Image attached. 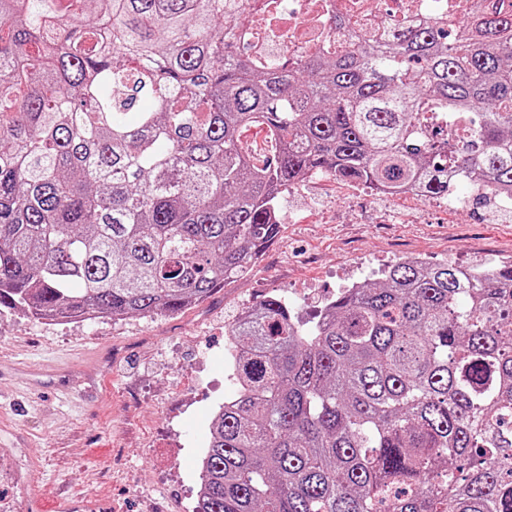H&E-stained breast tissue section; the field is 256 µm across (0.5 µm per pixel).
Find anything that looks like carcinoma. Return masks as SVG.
I'll use <instances>...</instances> for the list:
<instances>
[{
	"instance_id": "obj_1",
	"label": "carcinoma",
	"mask_w": 512,
	"mask_h": 512,
	"mask_svg": "<svg viewBox=\"0 0 512 512\" xmlns=\"http://www.w3.org/2000/svg\"><path fill=\"white\" fill-rule=\"evenodd\" d=\"M242 0H0V307L179 314L329 175L512 200V3L251 62ZM433 112L471 117L462 146ZM266 127L273 157L241 140ZM194 512H512V263L397 262L300 324L235 319Z\"/></svg>"
}]
</instances>
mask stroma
Instances as JSON below:
<instances>
[{
  "instance_id": "35a3bbf8",
  "label": "stroma",
  "mask_w": 512,
  "mask_h": 512,
  "mask_svg": "<svg viewBox=\"0 0 512 512\" xmlns=\"http://www.w3.org/2000/svg\"><path fill=\"white\" fill-rule=\"evenodd\" d=\"M259 263L177 315L49 322L0 310V512L66 495L112 512H193L197 463L224 385V325L266 295L309 320L353 282L416 257L512 261V208L390 196L316 176L282 202Z\"/></svg>"
}]
</instances>
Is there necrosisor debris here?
I'll return each mask as SVG.
<instances>
[{"label":"necrosis or debris","instance_id":"obj_1","mask_svg":"<svg viewBox=\"0 0 512 512\" xmlns=\"http://www.w3.org/2000/svg\"><path fill=\"white\" fill-rule=\"evenodd\" d=\"M472 0H258L255 19L245 23L241 40L257 62L274 53L301 54L322 47L335 19H344L345 33L337 51L353 35H374L385 25L408 26L429 17L456 22L466 16Z\"/></svg>","mask_w":512,"mask_h":512}]
</instances>
